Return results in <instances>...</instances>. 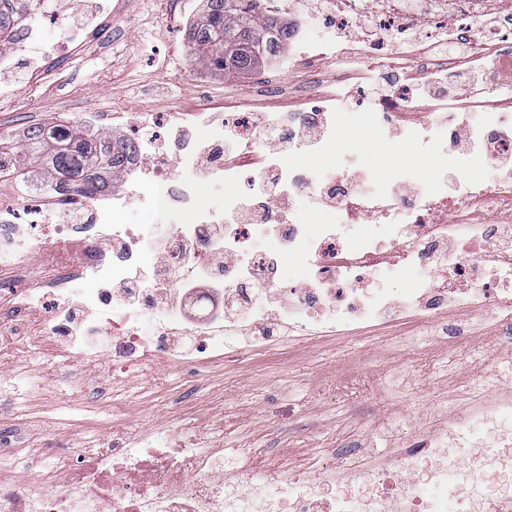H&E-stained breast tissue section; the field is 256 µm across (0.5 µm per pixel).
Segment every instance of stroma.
<instances>
[{
	"instance_id": "stroma-1",
	"label": "stroma",
	"mask_w": 512,
	"mask_h": 512,
	"mask_svg": "<svg viewBox=\"0 0 512 512\" xmlns=\"http://www.w3.org/2000/svg\"><path fill=\"white\" fill-rule=\"evenodd\" d=\"M201 15L199 0H80L77 7L34 10L35 38L13 37L11 69L0 71V145L19 147L28 128L67 119L102 117L101 130L128 138L131 124L153 135L173 108L223 112L226 103L246 110H275L274 99L312 88L314 101L329 93L343 64L333 59L299 63L273 72L266 86L252 75L225 77L195 64L186 47L187 22ZM349 139L368 179L386 174L396 144L363 131ZM467 357L450 352L441 324H355L314 343L296 339L253 358L225 364L200 381L199 414L223 419L224 455L235 449L267 452L266 466L304 470L341 466L355 445L372 441L371 456L385 459L408 439L443 421L470 389L512 370V343L493 320L478 327ZM382 377L407 374L400 387H378L373 397L332 390L350 370ZM77 386L60 384L37 356L0 369V391H25L17 422L26 449L74 443L107 435L113 424L133 427L173 420L179 412V373L160 377L140 399L113 407L89 394L101 376L95 364L81 367Z\"/></svg>"
}]
</instances>
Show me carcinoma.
<instances>
[{"instance_id":"obj_1","label":"carcinoma","mask_w":512,"mask_h":512,"mask_svg":"<svg viewBox=\"0 0 512 512\" xmlns=\"http://www.w3.org/2000/svg\"><path fill=\"white\" fill-rule=\"evenodd\" d=\"M200 20L187 32L191 57L211 72L245 75L277 54L288 30L256 6L255 0H203ZM136 154L132 142L100 133L88 138L73 122L34 126L22 150L0 151V177L20 189L38 182L43 194L66 185L84 196L107 193Z\"/></svg>"}]
</instances>
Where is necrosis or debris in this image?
Here are the masks:
<instances>
[{"instance_id":"4bbe7bcc","label":"necrosis or debris","mask_w":512,"mask_h":512,"mask_svg":"<svg viewBox=\"0 0 512 512\" xmlns=\"http://www.w3.org/2000/svg\"><path fill=\"white\" fill-rule=\"evenodd\" d=\"M328 27L359 28L358 37L330 40L321 55L351 64L336 78L334 105L285 112L197 113L195 135L165 132L176 165L154 162L141 180L153 143L138 154L121 189L92 198L63 190L36 224L0 225V278L36 259L40 276L0 293V364L39 354L65 373L97 363L100 392L113 403L129 397L126 375L154 378L180 366L185 387L258 352L283 331L313 339L340 324L429 323L447 319L456 347L472 319L493 308L512 333V171L488 184L484 167L512 162V95L493 102L469 95L431 103L438 123L466 127L471 147L458 153L419 117L417 89L441 87L459 71L512 74V0H317ZM467 49L459 55L450 49ZM396 88L377 106L347 107L350 96L383 73ZM482 115L467 126L465 114ZM366 125L377 140L403 137L412 161L359 192L360 177L339 154L334 175L318 160L337 136ZM267 153L269 165L246 171L224 165V143ZM438 160L458 180L456 193L424 174ZM151 160V159H150ZM212 170L235 193L225 213L243 222L217 224L198 205L197 169ZM314 195L320 221L292 219L286 198ZM139 206L152 224H128ZM180 223H169L170 215ZM275 235L276 249L255 243ZM159 243L152 279L140 271ZM411 269L426 276L400 296L377 284ZM91 284L73 300L67 283ZM244 342H236L235 334ZM30 452L37 482L19 485L0 471V512H498L512 502V390H489L449 411L445 424L410 440L384 462L350 452L342 472L274 470L239 458L224 462L223 420L200 421L184 409L177 423L113 425L108 437L62 446L57 462Z\"/></svg>"}]
</instances>
